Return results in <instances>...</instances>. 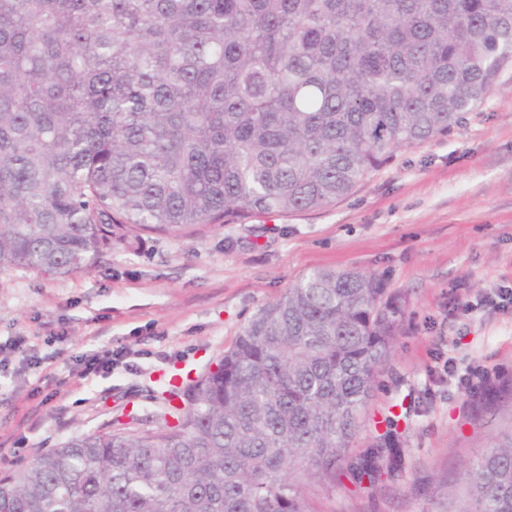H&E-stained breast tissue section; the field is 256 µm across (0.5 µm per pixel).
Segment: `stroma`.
<instances>
[{"instance_id": "obj_1", "label": "stroma", "mask_w": 512, "mask_h": 512, "mask_svg": "<svg viewBox=\"0 0 512 512\" xmlns=\"http://www.w3.org/2000/svg\"><path fill=\"white\" fill-rule=\"evenodd\" d=\"M384 275L409 302L354 463L378 434L402 450L374 489L316 490L319 512H440L442 492L512 422V72L446 137L397 152L335 205L209 224L178 239L116 231L70 276L0 273V476L73 436L148 417L163 373L202 375L249 317L312 268ZM116 358L97 372L98 351Z\"/></svg>"}]
</instances>
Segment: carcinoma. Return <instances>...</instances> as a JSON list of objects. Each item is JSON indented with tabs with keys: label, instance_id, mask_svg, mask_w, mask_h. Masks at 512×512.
Instances as JSON below:
<instances>
[{
	"label": "carcinoma",
	"instance_id": "1",
	"mask_svg": "<svg viewBox=\"0 0 512 512\" xmlns=\"http://www.w3.org/2000/svg\"><path fill=\"white\" fill-rule=\"evenodd\" d=\"M511 69L512 0H0V272L87 270L114 228L321 210ZM406 305L312 269L148 420L1 476L0 512H317L304 476L375 485L392 435L340 464ZM442 512H512V427Z\"/></svg>",
	"mask_w": 512,
	"mask_h": 512
}]
</instances>
